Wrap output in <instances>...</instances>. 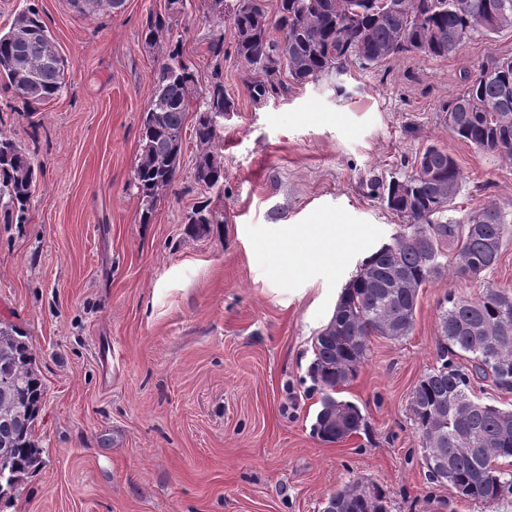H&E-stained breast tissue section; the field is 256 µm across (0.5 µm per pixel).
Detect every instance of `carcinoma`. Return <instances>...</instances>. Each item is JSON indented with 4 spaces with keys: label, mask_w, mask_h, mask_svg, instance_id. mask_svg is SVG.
<instances>
[{
    "label": "carcinoma",
    "mask_w": 512,
    "mask_h": 512,
    "mask_svg": "<svg viewBox=\"0 0 512 512\" xmlns=\"http://www.w3.org/2000/svg\"><path fill=\"white\" fill-rule=\"evenodd\" d=\"M168 17L146 23L144 38L155 43L172 28ZM235 54L252 71L248 84L255 101L281 97L295 85L315 83L352 66L367 69L405 52L446 58L475 32L496 33L512 28V0H277L274 10L265 0H236L232 11ZM20 30L24 38L16 39ZM277 31L281 37L274 39ZM217 29L205 42V53L224 56V37ZM26 56L35 74L33 87L16 85L11 61ZM64 64L53 50L48 29L39 14L19 13L9 30L0 33V83L17 95L48 100L62 88ZM465 89L443 105L454 114L449 129L483 151L512 159V59L490 61ZM198 100L194 169L207 174L206 186L221 187L224 165L220 129L207 119L211 112H233V99L224 91L217 69L209 88L197 90L196 74L178 49L159 63L153 99L140 129V154L134 186L144 203L148 223L153 203L169 189L180 171L178 149L186 112ZM424 163L404 179L370 182L371 192L404 219L406 228L394 241L366 257L344 287L329 323L313 340L308 377L320 394L312 431L336 442L333 427L322 422L328 403L348 410L346 424L359 432L364 418L352 402L338 398L339 390L356 379L365 362L367 340L383 336L399 340L411 332L417 297L423 285L445 267V250L455 251L456 271L479 279L496 266L512 218L490 203L461 219L448 217L461 192L462 174L448 150L436 145L423 152ZM36 181L32 158L10 139H0V200L24 212ZM409 284L396 288L392 275ZM440 339L436 366L413 386L407 410L420 439L423 462L433 483L451 482L462 499L495 512L512 495V478L496 463L512 459V409L476 398L474 385L491 383L512 391V288L488 284L474 299L449 293L440 305ZM467 357V365L457 362ZM35 354L24 330L0 325V370L13 385L0 389V497L14 489L39 462L34 440L45 388L35 370ZM343 512H389L385 493L347 485L335 492Z\"/></svg>",
    "instance_id": "carcinoma-1"
}]
</instances>
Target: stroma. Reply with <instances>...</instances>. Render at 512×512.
<instances>
[{"label":"stroma","mask_w":512,"mask_h":512,"mask_svg":"<svg viewBox=\"0 0 512 512\" xmlns=\"http://www.w3.org/2000/svg\"><path fill=\"white\" fill-rule=\"evenodd\" d=\"M30 7L67 66L46 101L0 86V137L37 170L24 213L0 201V322L25 330L45 386L40 463L0 512H321L356 479L382 489L390 512H481L430 483L407 402L437 362L445 294L512 288V236L485 280L449 264L427 282L408 336L370 338L340 393L366 422L351 438L313 436L320 394L307 367L358 264L405 228L370 196L372 177H405L438 145L463 174L453 218L490 203L512 214V161L456 138L441 110L464 75L512 57V29L472 34L445 58L412 52L351 68L342 95L323 80L260 104L232 27L224 57L204 52L209 0H185L154 45L143 30L167 15V0L91 16L70 0H0V32ZM175 47L199 89L221 69L235 102L224 187L196 182L187 116L180 172L145 224L140 127L157 65ZM203 203L217 223H186ZM332 217L357 227L359 243L288 270L280 230Z\"/></svg>","instance_id":"1"}]
</instances>
